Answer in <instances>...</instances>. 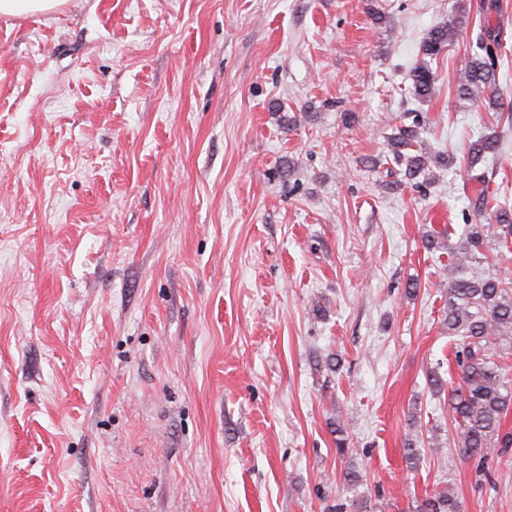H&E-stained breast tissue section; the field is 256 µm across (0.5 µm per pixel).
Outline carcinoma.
<instances>
[{
  "mask_svg": "<svg viewBox=\"0 0 512 512\" xmlns=\"http://www.w3.org/2000/svg\"><path fill=\"white\" fill-rule=\"evenodd\" d=\"M496 10L497 0L480 4L483 23L476 38L468 42L470 60L458 75L456 86L459 97L492 109H505L511 121L512 96H505L498 82L499 34L489 24V14ZM461 24L458 17L426 32L419 47L422 61L410 74V97L417 101L433 97L431 61L457 38ZM417 127V121L411 126L396 124L389 137L395 148L394 162L405 167L408 180L415 179L426 167L423 155L410 154L416 148ZM498 147L494 135H483L468 147L465 165L469 180L480 185L470 205L476 212L488 214V222L469 227L448 255L449 266L457 275L448 282L443 325L449 336L457 338L455 359L461 382L455 385L434 371L428 378L434 393H447L459 453L481 465L501 455V449L512 447V432L503 431L504 421L512 413V382L505 379V368L495 352L499 346L512 345V280L496 273H464L478 263L485 237L490 235L505 247L512 244V207L489 195L484 175L476 173V167L495 155ZM426 508L428 512H460L459 502L449 490L435 491L426 500Z\"/></svg>",
  "mask_w": 512,
  "mask_h": 512,
  "instance_id": "obj_1",
  "label": "carcinoma"
}]
</instances>
